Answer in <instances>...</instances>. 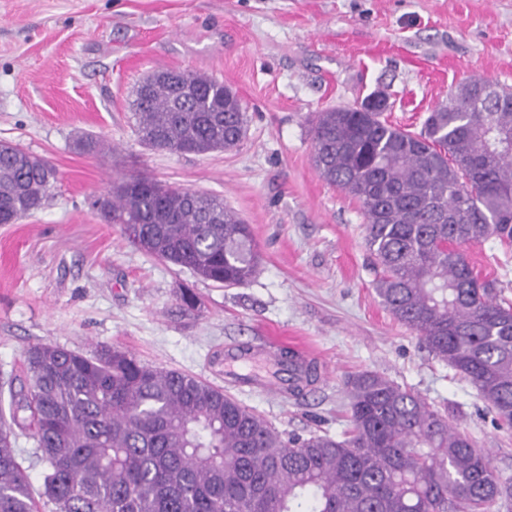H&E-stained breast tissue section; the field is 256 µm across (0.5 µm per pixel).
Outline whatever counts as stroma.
<instances>
[{
    "label": "stroma",
    "instance_id": "1",
    "mask_svg": "<svg viewBox=\"0 0 512 512\" xmlns=\"http://www.w3.org/2000/svg\"><path fill=\"white\" fill-rule=\"evenodd\" d=\"M161 68L232 88L248 115L241 143L143 146L132 101ZM474 76L512 87V0H0V141L57 171L41 210L0 224V406L28 382L29 346L106 343L227 390L279 431L338 436L344 381L368 371L447 412L512 475V430L382 305L361 211L312 162L316 113L382 90L386 119L417 132ZM89 133L104 152L77 148ZM132 176L222 198L251 226L256 275L224 287L131 246L93 202ZM463 252L512 300V249L488 239ZM244 346L303 351L316 379L278 396L225 381V351Z\"/></svg>",
    "mask_w": 512,
    "mask_h": 512
}]
</instances>
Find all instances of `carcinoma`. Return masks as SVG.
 <instances>
[{"label": "carcinoma", "instance_id": "obj_1", "mask_svg": "<svg viewBox=\"0 0 512 512\" xmlns=\"http://www.w3.org/2000/svg\"><path fill=\"white\" fill-rule=\"evenodd\" d=\"M195 93L159 81L132 103L146 147L206 154L236 147L246 108L223 82L185 72ZM389 97L317 114L312 161L355 200L382 304L464 377L512 427V302L461 247H512V88L476 77L418 132L383 118ZM56 182L44 159L0 143V224L41 209ZM127 240L226 287L250 280V225L217 196L125 179L96 201ZM289 384L314 369L283 350ZM28 389L0 419V512H500L512 476L411 389L381 375L348 377L342 437L280 432L223 390L107 344L89 354L38 343ZM31 431L45 465L39 489L19 461L14 428Z\"/></svg>", "mask_w": 512, "mask_h": 512}]
</instances>
